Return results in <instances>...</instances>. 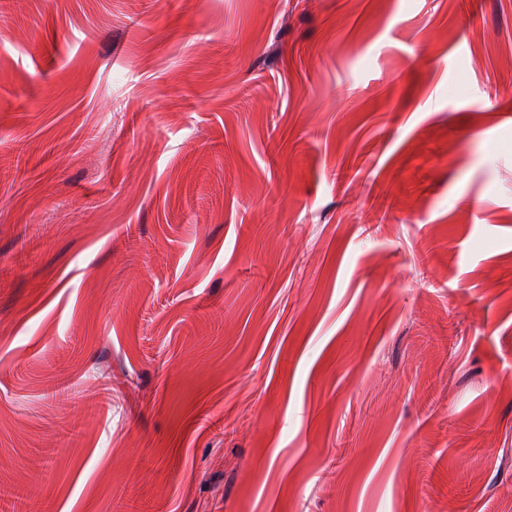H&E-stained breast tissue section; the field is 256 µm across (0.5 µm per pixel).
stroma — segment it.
Returning a JSON list of instances; mask_svg holds the SVG:
<instances>
[{"mask_svg": "<svg viewBox=\"0 0 512 512\" xmlns=\"http://www.w3.org/2000/svg\"><path fill=\"white\" fill-rule=\"evenodd\" d=\"M19 489L512 512V0H0Z\"/></svg>", "mask_w": 512, "mask_h": 512, "instance_id": "35a3bbf8", "label": "stroma"}]
</instances>
